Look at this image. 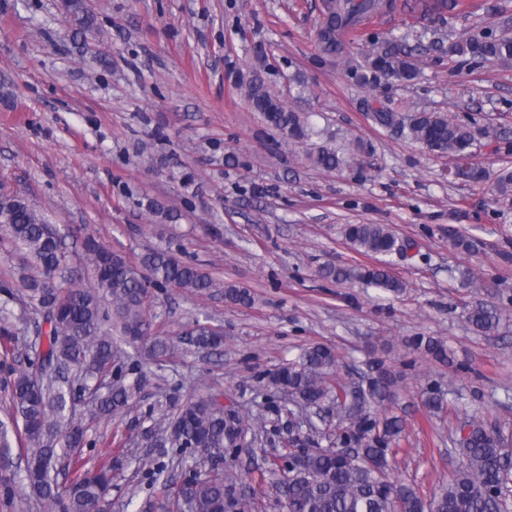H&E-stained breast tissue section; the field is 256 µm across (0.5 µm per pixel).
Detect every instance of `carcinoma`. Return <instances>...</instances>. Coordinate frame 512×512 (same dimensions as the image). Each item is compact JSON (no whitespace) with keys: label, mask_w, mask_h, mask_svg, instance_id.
I'll use <instances>...</instances> for the list:
<instances>
[{"label":"carcinoma","mask_w":512,"mask_h":512,"mask_svg":"<svg viewBox=\"0 0 512 512\" xmlns=\"http://www.w3.org/2000/svg\"><path fill=\"white\" fill-rule=\"evenodd\" d=\"M384 8L383 0H333L328 19L320 30L323 50H339V37ZM451 51L474 61L512 60V36L483 31L455 42ZM361 85L375 86L390 77L409 83L417 76L412 52L381 48L352 71ZM244 95L265 123L286 139L303 142L315 131L305 117L274 98L259 73L244 86ZM371 119L392 134L419 144L438 156H466L474 144L472 126L445 112H398L384 106ZM356 151L322 145L309 154L319 168L341 171L354 166ZM0 224L25 255L21 277L29 299L37 304L50 324L46 345L34 349L36 367L20 368L9 382L12 419L0 420V448L10 450L17 439L23 451L20 482L38 512H93L111 487L112 461L83 469L78 461L58 448H79L85 443L86 427L69 417L77 404L93 418L125 411L141 393L146 376L125 381L122 369L114 368L112 321L122 335L141 343L144 354L165 356L169 342L152 333L145 302L149 288L173 286L206 295L224 290V299L250 306V291L233 282H223L169 251H155L134 265L125 255L112 251L92 236L82 242V252L72 259L63 247L73 228L50 223L27 201L0 199ZM346 241L358 253L380 257L373 266H327L324 279L359 282L387 293L406 288L389 270V257L403 255L411 245L402 241L387 224H347ZM466 319L474 331L487 335L507 319L497 305L478 301L466 307ZM202 348H215L221 336L205 327L185 332ZM412 346L442 361H451L443 342L432 336H417ZM375 374L361 382L341 376L345 367L337 353L325 346L306 348L299 359L281 367L267 382L274 393L304 408L336 406L340 429L331 448H311L305 432L288 434L290 449H303L302 468L288 469V512H508L512 503L505 490L512 486V435L500 426H490L476 413L460 423L457 432L458 465L448 481L431 497L390 477L393 446L405 430L396 416L379 411L395 392L398 376L385 362L374 360ZM253 432L247 444L251 453H266L263 415L224 410L215 400L189 401L170 414L162 411L148 441L172 437L174 446L197 450H240L238 437ZM186 512H255V497L238 488L230 471L213 476H193L180 489Z\"/></svg>","instance_id":"carcinoma-1"}]
</instances>
